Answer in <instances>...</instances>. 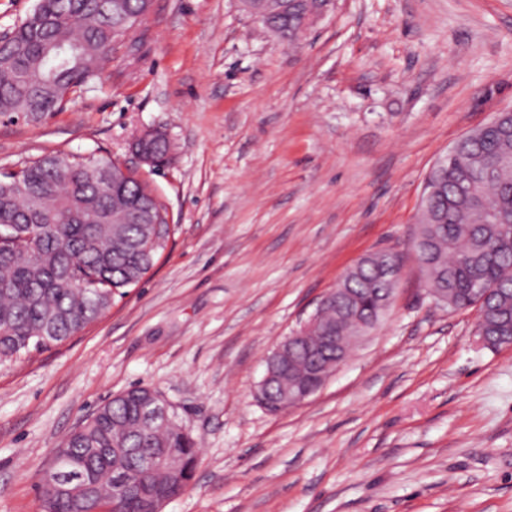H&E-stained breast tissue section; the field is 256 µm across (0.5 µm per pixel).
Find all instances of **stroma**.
<instances>
[{
  "mask_svg": "<svg viewBox=\"0 0 512 512\" xmlns=\"http://www.w3.org/2000/svg\"><path fill=\"white\" fill-rule=\"evenodd\" d=\"M512 107V0H336L301 45L237 0H154L63 111L0 116V173L109 157L171 225L146 277L82 332L0 365V512L120 392L159 390L197 440L163 512H512V348L434 304L413 241L426 179ZM172 143L160 171L130 150ZM403 276L379 326L305 402L273 414L266 359L365 254Z\"/></svg>",
  "mask_w": 512,
  "mask_h": 512,
  "instance_id": "1",
  "label": "stroma"
}]
</instances>
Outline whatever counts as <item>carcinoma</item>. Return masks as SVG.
I'll use <instances>...</instances> for the list:
<instances>
[{"label": "carcinoma", "instance_id": "obj_1", "mask_svg": "<svg viewBox=\"0 0 512 512\" xmlns=\"http://www.w3.org/2000/svg\"><path fill=\"white\" fill-rule=\"evenodd\" d=\"M278 8L272 3L273 20L288 45H298V14ZM148 13L146 0H38L0 46V112L38 120L62 110L69 95L99 76L109 60L106 49ZM454 150L447 165L431 170L418 217L415 236L430 234L426 287L438 289L450 308L479 306L477 331L499 349L512 339V116L463 135ZM116 168L110 158L56 152L0 180V228L33 235L39 248L38 258L29 260L13 241L0 239V364L58 345L96 321L115 295L144 279L164 248L166 209L137 177L102 184L103 173ZM399 264L400 254L384 249L343 279L354 310L373 328L384 315L382 302L395 294L388 270ZM76 279L103 283L106 293L90 297L75 287ZM319 316L338 328L353 323L331 301ZM151 393L159 391L121 392L59 445L75 456L104 449L89 457L85 472L103 499H112L113 471L124 463L132 484L153 485L169 500L187 488L166 468L138 465V458L171 448L197 463L191 434L145 431V405L137 397ZM112 505V512H150L135 495Z\"/></svg>", "mask_w": 512, "mask_h": 512}]
</instances>
